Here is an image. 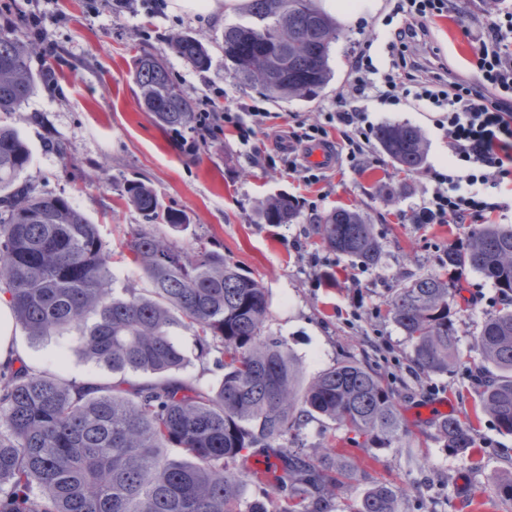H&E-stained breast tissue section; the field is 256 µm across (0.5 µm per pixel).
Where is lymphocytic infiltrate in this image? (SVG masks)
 <instances>
[{
	"mask_svg": "<svg viewBox=\"0 0 512 512\" xmlns=\"http://www.w3.org/2000/svg\"><path fill=\"white\" fill-rule=\"evenodd\" d=\"M459 11L458 0H397L385 19L387 46L394 52L389 63L375 61L367 49L355 51L349 93L337 97L316 119L295 121L287 140H276L273 151L255 152L254 162L283 165L307 182L320 180L321 170L299 164L293 146L326 143L335 129L341 134L348 167L361 170L371 150V108L398 104L401 95L408 94L414 107L436 112L435 124L447 135L448 152L460 163L457 170L439 175L417 221L474 223L495 210L487 189L497 185L505 165L512 163V12L485 24L476 40L473 80L451 81L436 72L424 75L422 63L407 53L410 43L427 34V20ZM196 105L197 139L188 146L193 154L200 145L220 140L228 126L242 143H249L265 132L271 118L270 112L248 104L235 112L218 111L207 95Z\"/></svg>",
	"mask_w": 512,
	"mask_h": 512,
	"instance_id": "f902f5d3",
	"label": "lymphocytic infiltrate"
}]
</instances>
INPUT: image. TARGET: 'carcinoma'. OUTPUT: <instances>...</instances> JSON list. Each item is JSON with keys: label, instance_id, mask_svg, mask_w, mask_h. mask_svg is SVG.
Instances as JSON below:
<instances>
[{"label": "carcinoma", "instance_id": "1", "mask_svg": "<svg viewBox=\"0 0 512 512\" xmlns=\"http://www.w3.org/2000/svg\"><path fill=\"white\" fill-rule=\"evenodd\" d=\"M251 8L255 23L224 28L225 67L274 101L317 95L332 80L336 20L311 0H251ZM22 28L17 22L0 33L1 113L16 111L54 71L49 62L34 75ZM170 49L199 71L210 68L209 50L194 35L174 37ZM134 80L159 126L176 133L191 124L195 104L163 59L141 53ZM376 137L402 170L421 168L426 146L417 128L385 124ZM30 161L19 132L1 125L0 294L33 342L82 329V354L111 377L77 382L0 366V512H401L398 491L376 479L358 502L342 500L357 473L333 449L288 447L312 419L346 427L369 445L400 441L406 429L378 373L347 358L303 383L288 346L262 336L269 299L258 281L217 251L189 252L143 227L126 248L147 287L116 293L98 225L67 199L37 195L20 180ZM125 194L148 222L185 225L143 181L127 182ZM257 215L264 224H291L298 211L280 194ZM319 235L365 267L380 259L372 225L356 210L327 215ZM446 258L449 268L473 269L512 299V227L484 224ZM389 306L424 373L457 363L448 281L414 278L394 291ZM179 328L193 330L196 358L222 372L216 385L180 376L188 359ZM478 345L498 371L483 409L512 433L511 309L484 323ZM437 430L462 455L473 447L470 426L456 418L441 420ZM258 452L279 460L269 482L276 496L249 499L245 487L262 482L244 463Z\"/></svg>", "mask_w": 512, "mask_h": 512}]
</instances>
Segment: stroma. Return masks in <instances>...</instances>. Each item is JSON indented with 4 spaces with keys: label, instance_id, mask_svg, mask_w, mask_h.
Here are the masks:
<instances>
[{
    "label": "stroma",
    "instance_id": "35a3bbf8",
    "mask_svg": "<svg viewBox=\"0 0 512 512\" xmlns=\"http://www.w3.org/2000/svg\"><path fill=\"white\" fill-rule=\"evenodd\" d=\"M7 1L25 14L40 15L41 33L29 66L37 73L46 58H53L55 77L38 84L19 110L0 114V123L17 129L31 151L23 180L36 193L68 199L98 225L112 252L115 288L145 285L125 247L131 232L146 220L123 187L141 180L165 206L186 218L180 230L158 224L156 233L185 249L205 244L266 288L269 310L263 334L288 344L304 379L337 361L357 359L394 390L409 430L400 443L378 448L329 421L313 420L300 430L299 442L335 449L359 472L392 484L402 495V512H469L472 498L481 512H512V500L496 492L497 480L512 475V434L501 432L480 406L488 376L476 345L484 322L505 302L480 273L448 270L446 253L452 246L466 247L470 225L413 219L435 185V173L450 164L443 133L430 115L403 103L377 105L369 114L377 127L406 123L420 130L426 158L419 172L399 170L376 145L361 172L335 166L327 180L307 186L281 168L252 162L250 148L272 146L261 136L245 146L228 128L221 140L188 155L179 136L158 126L141 106L133 79L136 57L147 50L167 61L190 98L221 87L226 95L219 105L226 110L236 111L239 103L253 100L269 111L310 120L347 92L356 41L372 40L371 55L387 61L382 19L393 7L391 0H357L355 17L340 19L339 37L331 45L332 81L312 100L288 102L272 101L225 71L224 28L251 23L248 5L223 20L209 21L170 12L167 0H150L149 8L120 16L109 0H0V5ZM463 6L465 20L435 19L429 36L415 47L417 54L444 63L460 79L474 70L475 35L488 19L512 11V0H464ZM184 33L206 43L211 55L207 71L172 53V38ZM279 194L298 200V218L291 224L256 223L259 203ZM340 207L359 210L372 224L382 251L377 266L363 267L322 244L317 223ZM427 273L448 278L460 352L455 366L430 376L417 368L412 343L389 312L395 288ZM16 336L23 362L32 369L57 371L78 382L100 376L79 351L77 329L37 344L24 331ZM445 417L471 426L469 457L440 441L436 423Z\"/></svg>",
    "mask_w": 512,
    "mask_h": 512
}]
</instances>
